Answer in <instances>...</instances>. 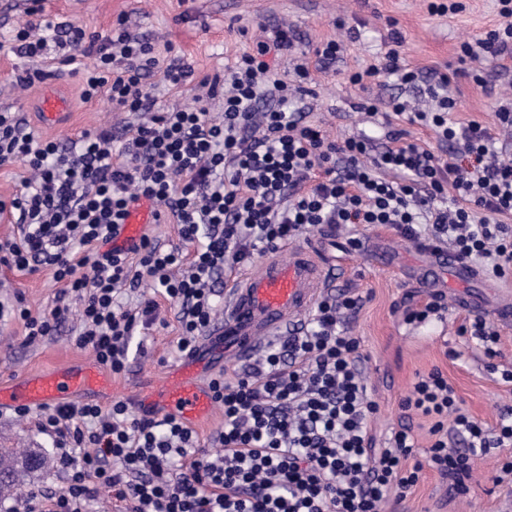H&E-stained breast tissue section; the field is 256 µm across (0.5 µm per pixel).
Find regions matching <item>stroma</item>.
I'll return each mask as SVG.
<instances>
[{"label": "stroma", "mask_w": 512, "mask_h": 512, "mask_svg": "<svg viewBox=\"0 0 512 512\" xmlns=\"http://www.w3.org/2000/svg\"><path fill=\"white\" fill-rule=\"evenodd\" d=\"M53 13L57 22L82 26L87 34L111 30L118 17H125L130 30L171 42L194 74L186 85L169 89L162 70L150 78L157 110L191 107L203 78L224 72L236 56L253 48L263 27L288 26L295 34L291 54L278 62L280 72L292 71L298 58H307L312 80L311 96L305 97L306 119L324 126L336 140L367 134L379 136L373 119L356 112L354 103L371 97L378 111L388 109L395 97L415 99L419 90L398 86L394 79L378 76L354 86L350 73L382 62L389 49L388 35L400 30L405 38L402 52L409 68L447 73L449 95L456 101L452 118L457 122L478 121L496 129L499 106L512 103V67L490 59L483 65L487 86L472 78L470 61L461 60L462 42L484 37L500 24L496 0H461L456 13L436 15L427 0H59ZM344 41L346 52L328 71H321L315 50L323 42ZM27 59L0 51V109H11L36 125L35 103L39 87L18 90L17 74ZM83 64H53L55 81L65 85L71 100V115L65 128L41 129L42 138L61 143L93 132L105 124L119 125L121 118L106 96L84 100ZM324 251L342 258L337 290L360 298L361 308L349 323L352 335L361 340L367 357L368 387L380 405L370 426L377 442H386L402 422L401 401L409 395L418 375L440 369L454 386L464 412L488 425H495L502 408L512 407V383L500 372L512 369V323L498 324L499 347L496 370L469 336L459 335L466 314L454 303L456 289H445L448 310L438 325H418L407 335L405 312L429 293L412 276L414 268L428 264L427 253L417 250L393 230L355 224L342 229L331 240H321ZM60 285L50 270L35 274L19 272L0 263V307H11L24 299L32 314L47 311ZM163 326L139 336L131 350L127 372L113 375L112 395L99 399L102 410L114 401L131 400L137 394L157 389L167 369L178 363L173 351L179 334L175 311L162 306ZM91 355L77 347L71 328L58 335L28 343L21 321L0 317V381L18 379L37 371L59 369L90 361ZM0 448H38L47 464L26 477L24 486L61 487L63 476L56 467L52 440L34 425L0 409ZM512 457V446L495 455L473 461L475 478L468 494L449 498L448 484L430 468H423L417 486L405 499L389 496L382 512H512V478L496 482L499 462Z\"/></svg>", "instance_id": "35a3bbf8"}]
</instances>
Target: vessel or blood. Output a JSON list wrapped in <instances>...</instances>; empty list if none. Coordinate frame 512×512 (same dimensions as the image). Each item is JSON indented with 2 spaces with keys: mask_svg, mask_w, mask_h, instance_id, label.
Returning a JSON list of instances; mask_svg holds the SVG:
<instances>
[{
  "mask_svg": "<svg viewBox=\"0 0 512 512\" xmlns=\"http://www.w3.org/2000/svg\"><path fill=\"white\" fill-rule=\"evenodd\" d=\"M36 104L42 127L55 129L66 123L70 102L62 86L43 89ZM151 221L147 201L131 204L112 247L125 249L139 242L143 226ZM434 263L447 271L449 283L457 287H466L476 277L469 263L452 254L438 253ZM335 267L334 259L312 243L290 249L284 259L266 258L255 269L239 274L226 290L224 323L212 330L210 349L224 347L244 357L256 350L264 337L293 329L330 285ZM209 363L208 351L188 357L160 388L140 401V408L175 416L187 424L207 420L211 394L197 384L196 377ZM111 390L110 373L97 364L81 362L52 372H34L11 386L0 387V406L51 408L82 393L106 395Z\"/></svg>",
  "mask_w": 512,
  "mask_h": 512,
  "instance_id": "1",
  "label": "vessel or blood"
}]
</instances>
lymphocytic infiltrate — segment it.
Masks as SVG:
<instances>
[{"instance_id":"obj_1","label":"lymphocytic infiltrate","mask_w":512,"mask_h":512,"mask_svg":"<svg viewBox=\"0 0 512 512\" xmlns=\"http://www.w3.org/2000/svg\"><path fill=\"white\" fill-rule=\"evenodd\" d=\"M498 2L503 24L461 43L465 58H512V0ZM293 41L287 27L275 28L213 78L196 106L162 112L150 74L163 69L179 88L192 70L178 54L160 56L156 41L125 21L90 38L79 25L39 17L0 42L1 51L23 58L93 57L84 99L104 94L115 110L141 117L123 140L103 127L64 146L35 135L19 113L0 110V166L17 162L26 171L20 191L0 200L17 225L0 238V262L30 274L51 270L61 284L48 312L17 304L27 341L55 335L78 315L77 346L118 374L128 367L133 336L160 325L164 300L177 309L175 351L195 353L225 275L322 224L388 225L420 250L438 252L448 242L487 274H512V160L498 156L487 126L451 120L447 75L406 68L405 38L392 30L383 66L351 73L350 83L384 73L423 87L433 106L416 112L393 100L383 144L363 136L339 142L304 121L298 101L307 93L306 64H295L290 78L275 68ZM216 98L222 106L214 117ZM399 117L432 130L454 159L407 141ZM143 198L155 223L177 225L178 243L145 234L127 250L108 249L129 205ZM146 281L152 294L140 291ZM359 309L347 294L323 296L262 358L234 378H210L224 411L211 450L198 448L182 421L137 413L125 400L106 411L75 402L38 413L15 409L51 436L64 478L62 487L21 493L22 512H88L102 488L121 512H380L389 494L411 493L426 467L448 479L450 496L466 494L473 458L512 445V411L485 427L434 369L402 402L405 422L387 448H372L368 423L379 405L365 382L360 340L345 326ZM416 416L429 423L423 464L410 461Z\"/></svg>"}]
</instances>
